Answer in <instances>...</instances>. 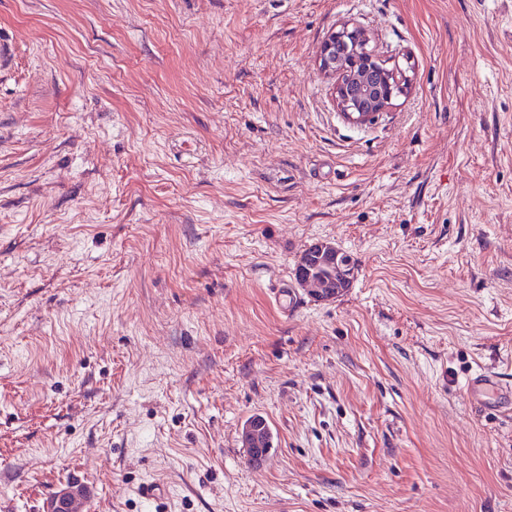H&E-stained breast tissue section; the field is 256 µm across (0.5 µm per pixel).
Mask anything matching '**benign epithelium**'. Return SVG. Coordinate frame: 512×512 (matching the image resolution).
I'll return each mask as SVG.
<instances>
[{
    "label": "benign epithelium",
    "mask_w": 512,
    "mask_h": 512,
    "mask_svg": "<svg viewBox=\"0 0 512 512\" xmlns=\"http://www.w3.org/2000/svg\"><path fill=\"white\" fill-rule=\"evenodd\" d=\"M378 60L369 47V38L358 26L344 25L332 32L320 46L318 64L321 72L333 80L334 104L341 112H368L374 115L388 110L393 99L405 96L411 88L409 72L395 65L388 73L375 69ZM333 259L331 253L318 250L313 260L303 264L298 277L308 284L315 283L314 264Z\"/></svg>",
    "instance_id": "1"
}]
</instances>
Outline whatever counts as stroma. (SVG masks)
I'll list each match as a JSON object with an SVG mask.
<instances>
[{
    "label": "stroma",
    "instance_id": "obj_1",
    "mask_svg": "<svg viewBox=\"0 0 512 512\" xmlns=\"http://www.w3.org/2000/svg\"><path fill=\"white\" fill-rule=\"evenodd\" d=\"M344 23L413 64L370 129ZM0 40V512H512L465 399L512 381V0H0ZM318 242L354 277L283 316ZM380 59L369 47V38L358 26L343 25L333 31L320 46L318 64L321 72L333 80L332 96L340 112L339 120L349 128L362 129L375 120L360 112L377 116L386 112L393 99L407 95L411 88L412 70L399 63L389 69L388 75L372 64ZM312 288L299 283L293 284L288 282L286 284H279L276 286L274 299L277 307L284 315L288 316L299 308L304 301V295H311ZM271 441H272V448H273V436H272ZM237 444H238V447L245 449L246 459L249 463V466L252 469H254L256 471H262L264 469L269 468L273 464L274 457L272 454V448L270 449L269 452L263 453L259 456H254V454L252 453L251 448H250V442L247 439L245 430L243 428H241V430L238 433ZM95 498V486L73 479L52 493L46 502L45 510L50 512H89L92 510Z\"/></svg>",
    "mask_w": 512,
    "mask_h": 512
}]
</instances>
